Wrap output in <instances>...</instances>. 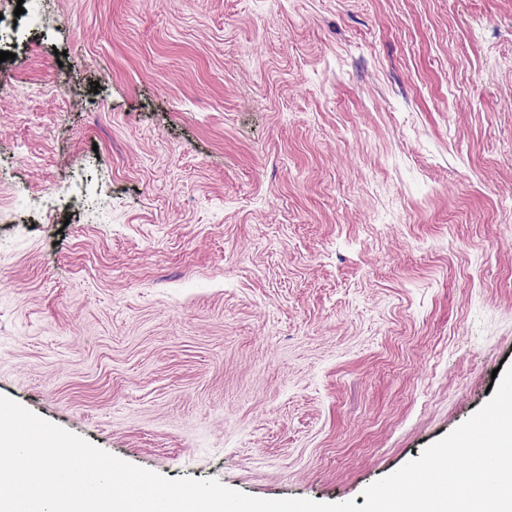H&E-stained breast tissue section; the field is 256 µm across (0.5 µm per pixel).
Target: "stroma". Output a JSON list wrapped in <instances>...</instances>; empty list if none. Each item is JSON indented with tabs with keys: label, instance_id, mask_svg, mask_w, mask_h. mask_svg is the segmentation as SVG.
Here are the masks:
<instances>
[{
	"label": "stroma",
	"instance_id": "stroma-1",
	"mask_svg": "<svg viewBox=\"0 0 512 512\" xmlns=\"http://www.w3.org/2000/svg\"><path fill=\"white\" fill-rule=\"evenodd\" d=\"M16 6L0 395L170 479L358 506L492 398L512 0Z\"/></svg>",
	"mask_w": 512,
	"mask_h": 512
}]
</instances>
